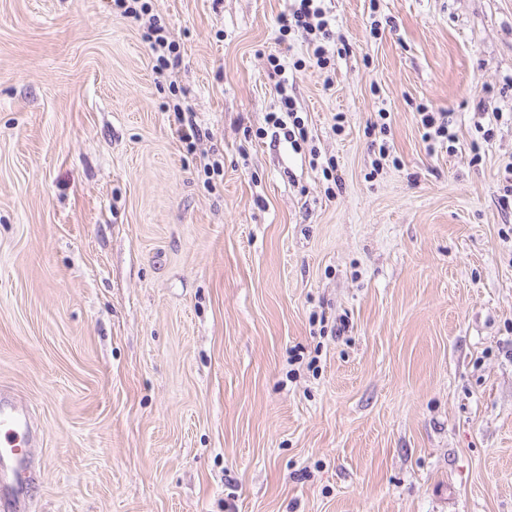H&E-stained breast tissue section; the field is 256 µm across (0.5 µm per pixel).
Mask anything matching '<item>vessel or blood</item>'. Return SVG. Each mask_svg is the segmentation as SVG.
I'll use <instances>...</instances> for the list:
<instances>
[{
	"label": "vessel or blood",
	"mask_w": 512,
	"mask_h": 512,
	"mask_svg": "<svg viewBox=\"0 0 512 512\" xmlns=\"http://www.w3.org/2000/svg\"><path fill=\"white\" fill-rule=\"evenodd\" d=\"M31 421L23 407L0 394V458L13 467V487L5 507L7 512H27L25 489L32 478L30 445Z\"/></svg>",
	"instance_id": "b4317fda"
}]
</instances>
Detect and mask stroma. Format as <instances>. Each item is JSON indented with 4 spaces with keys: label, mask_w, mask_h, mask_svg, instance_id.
Returning a JSON list of instances; mask_svg holds the SVG:
<instances>
[{
    "label": "stroma",
    "mask_w": 512,
    "mask_h": 512,
    "mask_svg": "<svg viewBox=\"0 0 512 512\" xmlns=\"http://www.w3.org/2000/svg\"><path fill=\"white\" fill-rule=\"evenodd\" d=\"M154 5L175 95L112 0H0V389L37 423L30 512H512V122L470 149L476 101L512 110V0H327L328 69L281 35L289 0ZM272 54L297 149L256 136ZM423 106L453 145L428 150ZM268 62L275 74L280 76L277 82V94L279 96L278 112H270L267 118V124L274 129L285 130L284 137L295 148L300 146V142H305L308 138V132L304 123L300 120L295 112V100L288 94L289 79L286 74V68L280 63V59L276 55H270ZM287 120H291L292 128L287 126ZM175 121L178 123L182 139L186 141H200L208 137L207 131H202L193 119V112L188 108H182L179 104L173 106ZM421 115V124L424 132L426 141L430 142V145H434L436 142L448 141L453 143L457 139V131L454 130L452 117L450 113L446 112H428L423 110L419 112Z\"/></svg>",
    "instance_id": "35a3bbf8"
}]
</instances>
